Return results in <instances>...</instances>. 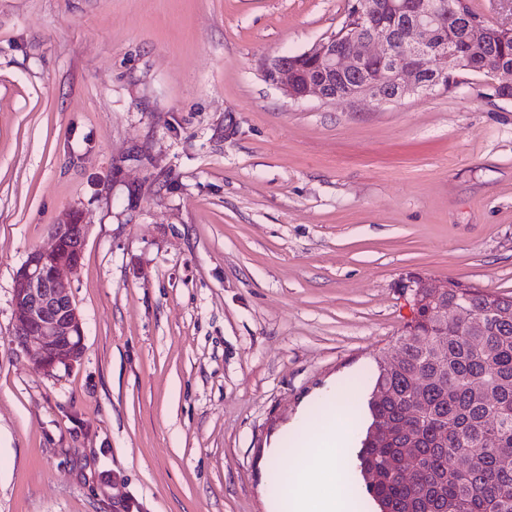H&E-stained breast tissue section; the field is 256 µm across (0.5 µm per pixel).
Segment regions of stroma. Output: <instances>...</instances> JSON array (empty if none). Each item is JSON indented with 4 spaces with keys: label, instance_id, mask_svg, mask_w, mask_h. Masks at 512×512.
Returning <instances> with one entry per match:
<instances>
[{
    "label": "stroma",
    "instance_id": "stroma-1",
    "mask_svg": "<svg viewBox=\"0 0 512 512\" xmlns=\"http://www.w3.org/2000/svg\"><path fill=\"white\" fill-rule=\"evenodd\" d=\"M347 7L0 0V512H269L285 428L352 373L358 449L402 279L512 296V100L465 71L378 108L265 79ZM69 212L84 351L49 377L12 288Z\"/></svg>",
    "mask_w": 512,
    "mask_h": 512
}]
</instances>
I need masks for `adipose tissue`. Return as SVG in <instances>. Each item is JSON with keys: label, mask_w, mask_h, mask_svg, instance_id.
Wrapping results in <instances>:
<instances>
[{"label": "adipose tissue", "mask_w": 512, "mask_h": 512, "mask_svg": "<svg viewBox=\"0 0 512 512\" xmlns=\"http://www.w3.org/2000/svg\"><path fill=\"white\" fill-rule=\"evenodd\" d=\"M300 427L309 437L294 452L298 467L278 473L281 491L272 512H350L347 441L335 415Z\"/></svg>", "instance_id": "ef3b65f1"}]
</instances>
